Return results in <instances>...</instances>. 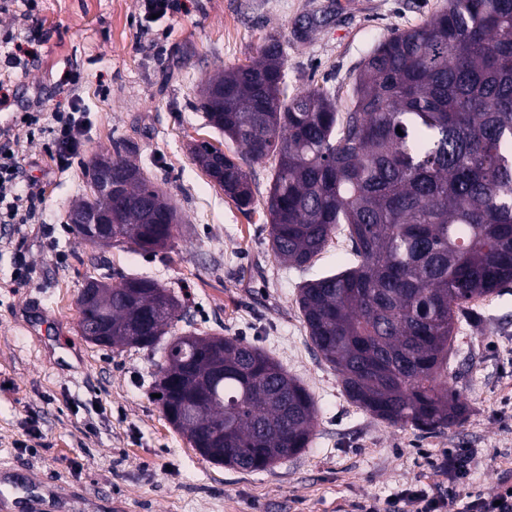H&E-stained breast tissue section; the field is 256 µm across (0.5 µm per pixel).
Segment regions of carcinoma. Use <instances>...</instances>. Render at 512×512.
<instances>
[{"mask_svg": "<svg viewBox=\"0 0 512 512\" xmlns=\"http://www.w3.org/2000/svg\"><path fill=\"white\" fill-rule=\"evenodd\" d=\"M285 49L271 35L253 62L208 79L195 102L240 148L235 160L192 144L207 175L239 208L254 204L244 166L270 156L271 250L308 266L341 230L347 267L298 289L308 336L346 396L394 426L459 425L467 404L448 386V357L473 308L512 283V0H445L424 23L396 30L363 61L350 102L322 87L285 86ZM401 132H396V129ZM119 197L75 207L116 211L112 236L132 251L168 247L181 217L139 165L112 145ZM129 278L79 308L84 332L106 316L111 346L170 336L153 393L165 414L197 397L196 422L175 425L207 461L265 471L309 447L317 416L308 389L267 352L237 337L172 333L179 299Z\"/></svg>", "mask_w": 512, "mask_h": 512, "instance_id": "obj_1", "label": "carcinoma"}]
</instances>
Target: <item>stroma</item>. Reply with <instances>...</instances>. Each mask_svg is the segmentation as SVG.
Masks as SVG:
<instances>
[{"label":"stroma","instance_id":"stroma-1","mask_svg":"<svg viewBox=\"0 0 512 512\" xmlns=\"http://www.w3.org/2000/svg\"><path fill=\"white\" fill-rule=\"evenodd\" d=\"M187 0L177 20L151 22L141 0H10L0 38L38 40L27 70L0 82L47 110L77 101L83 146L56 172L49 139L23 111L0 109V129L23 167V189L42 192L38 223L0 224V480L61 485L84 512H352L355 502L404 489H443L429 467L451 448L477 450L469 489L512 483V286L477 304L448 363L468 405L461 426L424 433L391 426L343 394L314 349L295 302L312 276L281 266L264 203L275 159L248 165L255 203L242 210L193 162L192 143L219 140L193 102L202 81L247 64L269 35L283 40L289 92L327 87L348 104L359 66L394 30L420 24L444 0ZM81 74L59 88L62 70ZM123 140L182 218L171 248H101L70 229L72 202L88 192L85 168ZM220 141V140H219ZM30 273L15 275L17 244ZM149 277L181 301L179 330L240 336L260 346L314 396L312 442L272 470L243 473L206 461L151 397L164 344L101 347L86 341L77 297L88 277Z\"/></svg>","mask_w":512,"mask_h":512}]
</instances>
